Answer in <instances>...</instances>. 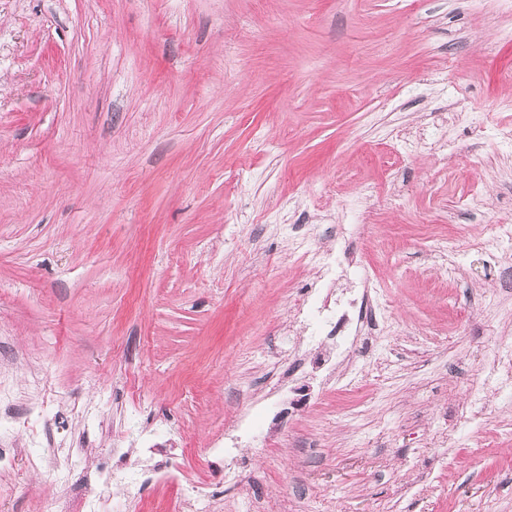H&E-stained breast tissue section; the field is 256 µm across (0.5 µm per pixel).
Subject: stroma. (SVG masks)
<instances>
[{
    "instance_id": "stroma-1",
    "label": "stroma",
    "mask_w": 512,
    "mask_h": 512,
    "mask_svg": "<svg viewBox=\"0 0 512 512\" xmlns=\"http://www.w3.org/2000/svg\"><path fill=\"white\" fill-rule=\"evenodd\" d=\"M349 224L386 309L264 411ZM506 224L512 0H0V512L118 435L217 512H512Z\"/></svg>"
}]
</instances>
